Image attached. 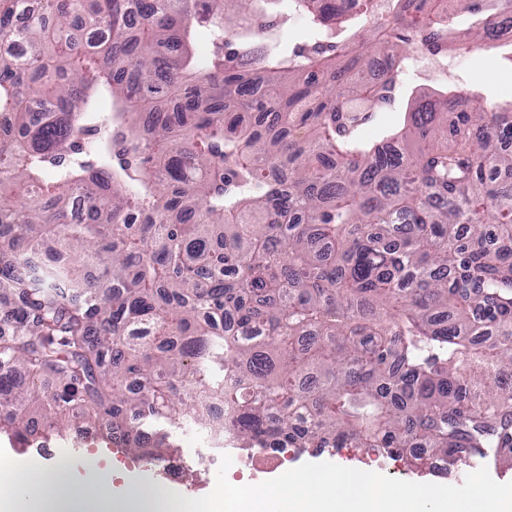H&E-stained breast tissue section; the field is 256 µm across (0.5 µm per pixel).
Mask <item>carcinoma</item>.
Returning a JSON list of instances; mask_svg holds the SVG:
<instances>
[{"instance_id":"1","label":"carcinoma","mask_w":512,"mask_h":512,"mask_svg":"<svg viewBox=\"0 0 512 512\" xmlns=\"http://www.w3.org/2000/svg\"><path fill=\"white\" fill-rule=\"evenodd\" d=\"M354 2L0 0V428L75 416L156 460L147 424L200 428L207 394L262 448L512 467V102L445 84L364 140L453 33L438 0ZM457 2L481 39L512 6ZM271 4L329 48L257 36Z\"/></svg>"}]
</instances>
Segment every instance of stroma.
I'll return each mask as SVG.
<instances>
[{
	"label": "stroma",
	"instance_id": "obj_1",
	"mask_svg": "<svg viewBox=\"0 0 512 512\" xmlns=\"http://www.w3.org/2000/svg\"><path fill=\"white\" fill-rule=\"evenodd\" d=\"M512 53V44L483 42L467 44L457 41L448 48V70L442 78L429 76L425 70L426 53L414 50L405 70L399 74L392 93V102L377 113L375 120L361 130L369 140L378 138L382 127L402 121L407 110L408 98L417 88H433L445 83L461 89L480 88L489 102H505L512 99V71L505 69L502 58ZM483 72L482 80H475L476 72ZM171 437L177 452L186 459L179 479H169L160 462H149L139 458L132 451L120 448L109 442L106 431L95 433L92 443L82 444L73 436H48L46 432L31 433L26 443H18L13 437L0 434V459L7 458L18 463L35 460L36 447L42 441H49L56 453L74 455L78 461L77 470L87 474L91 463L109 464L124 473H134L147 480L160 484H170L178 488L182 495L193 502L205 503L215 487L244 482L267 486L280 481L289 472H309L316 475L328 473L337 468L353 471H370L387 486L401 490L426 489L431 493L452 492L459 499H467L472 488L477 485H512V468L495 471L484 467L453 469L435 468L421 474L409 469L404 461L396 456H382L366 448H332L322 452H298L290 448L286 451L287 462L283 469L273 473L254 470L236 472L234 464H215L209 469L198 466L194 452L211 447L207 435L190 424L175 423L170 427Z\"/></svg>",
	"mask_w": 512,
	"mask_h": 512
}]
</instances>
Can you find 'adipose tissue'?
Returning a JSON list of instances; mask_svg holds the SVG:
<instances>
[{"label":"adipose tissue","instance_id":"1","mask_svg":"<svg viewBox=\"0 0 512 512\" xmlns=\"http://www.w3.org/2000/svg\"><path fill=\"white\" fill-rule=\"evenodd\" d=\"M287 512H413L414 505L435 501V512H469V505L495 503L496 512H512V491L474 488L469 503L442 493H403L338 469L320 478L293 474L277 489L227 484L217 487L206 512H270L273 499ZM0 512H192L181 493L141 478L104 468L85 481L57 464L0 463Z\"/></svg>","mask_w":512,"mask_h":512}]
</instances>
